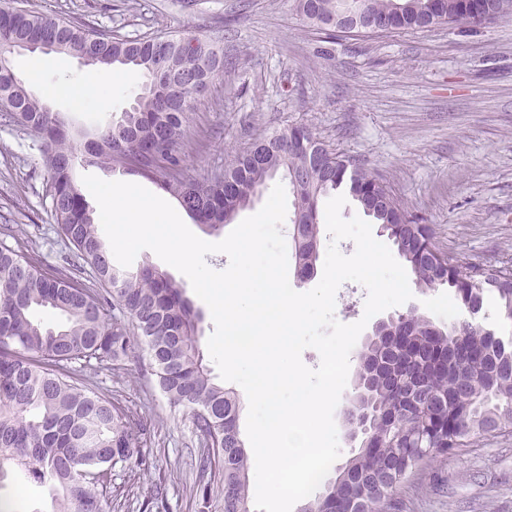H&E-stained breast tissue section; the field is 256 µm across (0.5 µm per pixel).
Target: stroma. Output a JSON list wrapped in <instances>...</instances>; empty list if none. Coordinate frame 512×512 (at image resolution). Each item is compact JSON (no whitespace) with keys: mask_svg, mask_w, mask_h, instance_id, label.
<instances>
[{"mask_svg":"<svg viewBox=\"0 0 512 512\" xmlns=\"http://www.w3.org/2000/svg\"><path fill=\"white\" fill-rule=\"evenodd\" d=\"M43 13L80 17L137 39L194 34L222 42L224 75L190 116L183 146L197 179L230 164L234 148L295 122L316 127L337 151L374 169L430 224L436 245L470 262L512 258V20L439 25L371 37L318 33L294 0H29ZM16 72L75 125L118 119L139 91L96 79L74 56L21 52ZM96 80L97 89L84 85ZM48 174L33 137L0 122V216L35 241L43 267L70 254L46 197ZM413 306L441 325L470 319L512 343V319L488 296L469 314L451 289L413 288ZM98 386L139 404L154 427V467L167 512H199L191 463L200 443L190 418L171 407L153 377L128 364ZM391 512H512V433L439 455L394 493Z\"/></svg>","mask_w":512,"mask_h":512,"instance_id":"35a3bbf8","label":"stroma"}]
</instances>
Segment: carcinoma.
<instances>
[{
  "label": "carcinoma",
  "instance_id": "1",
  "mask_svg": "<svg viewBox=\"0 0 512 512\" xmlns=\"http://www.w3.org/2000/svg\"><path fill=\"white\" fill-rule=\"evenodd\" d=\"M389 29L458 23L466 0H367ZM492 20L512 19V0H488ZM311 27L338 33L336 0H295ZM43 41L60 53L93 59L92 68L123 66L143 78L141 93L116 123L103 124L93 148L14 71L13 48ZM224 74V47L171 34L127 39L77 18L54 17L0 0V118L38 138L50 182L51 214L73 261L44 269L34 249L9 245L0 227V483L13 466L48 488L50 512H119L135 495L160 509V488L140 476L154 464L151 429L118 390L90 381L137 359L173 407L187 412L204 451L196 461L195 499L208 509L224 493V512H247L250 457L240 430L237 394L215 382L200 345L204 316L183 284L146 264L113 263L75 180L78 164L132 172L158 182L210 232H221L277 176L294 196L292 247L297 276L314 277L321 248L319 205L348 192L381 226L420 288L454 289L462 306L480 309L487 295L512 319V261L463 262L439 249L430 225L395 196L383 178L330 147L308 124L292 123L253 138L209 177L187 174L181 146L198 98ZM197 81L196 92L183 78ZM51 309L54 329L35 317ZM396 335V342L387 337ZM354 392L343 414L353 428L368 413L358 452L302 512H389L397 487L437 455L468 448L491 433H512V345L480 326H438L412 310L367 337L357 353ZM128 480L112 486L115 471ZM222 471L223 488L213 474Z\"/></svg>",
  "mask_w": 512,
  "mask_h": 512
}]
</instances>
